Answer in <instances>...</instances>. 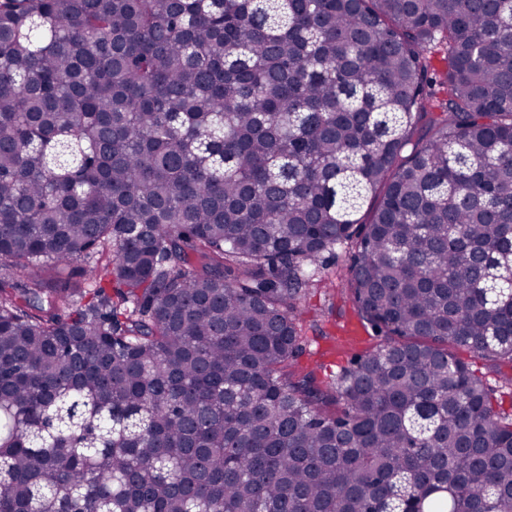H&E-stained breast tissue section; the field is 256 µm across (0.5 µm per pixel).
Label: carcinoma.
<instances>
[{
	"label": "carcinoma",
	"mask_w": 512,
	"mask_h": 512,
	"mask_svg": "<svg viewBox=\"0 0 512 512\" xmlns=\"http://www.w3.org/2000/svg\"><path fill=\"white\" fill-rule=\"evenodd\" d=\"M1 266L0 512H512V0H0ZM350 256L345 249L324 258L327 270L346 269ZM327 270L322 273L321 288H315L301 305L304 350L297 363L302 369H314L320 378L330 380L341 366L379 342L371 328L360 320L354 305L332 296ZM325 278V279H324ZM326 285L327 288L323 286ZM461 357L470 368L482 374L491 389L495 406L505 414L512 413V367L510 364H503L498 369H489L485 361L474 356L466 350H459Z\"/></svg>",
	"instance_id": "1"
}]
</instances>
